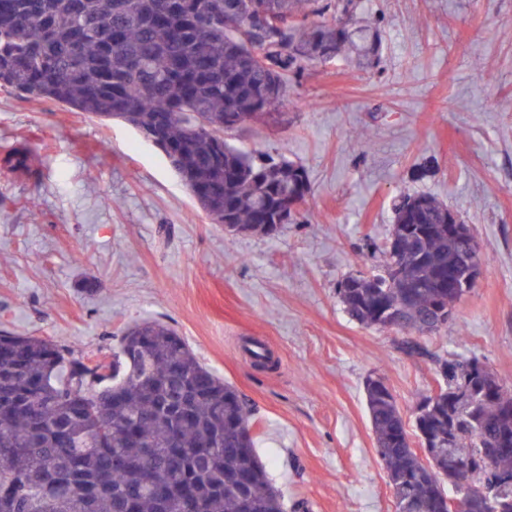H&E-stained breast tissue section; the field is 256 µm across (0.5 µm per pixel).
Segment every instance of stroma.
I'll use <instances>...</instances> for the list:
<instances>
[{"instance_id": "1", "label": "stroma", "mask_w": 512, "mask_h": 512, "mask_svg": "<svg viewBox=\"0 0 512 512\" xmlns=\"http://www.w3.org/2000/svg\"><path fill=\"white\" fill-rule=\"evenodd\" d=\"M357 18L381 34L372 67L311 64L269 121L227 134L306 171L308 217L273 238L211 223L132 127L0 91V332L90 361L137 322L169 324L253 404L256 451L287 512H395L370 375L408 422L437 388L432 355L477 358L512 384V0H361ZM20 146L35 176L7 166ZM405 193L446 203L481 250L457 325L424 336L364 327L338 297L347 275L381 263L370 247L386 245ZM252 340L275 370L253 366Z\"/></svg>"}]
</instances>
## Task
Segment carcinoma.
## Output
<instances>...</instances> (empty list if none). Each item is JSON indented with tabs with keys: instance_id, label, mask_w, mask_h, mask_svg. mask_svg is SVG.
Returning <instances> with one entry per match:
<instances>
[{
	"instance_id": "1",
	"label": "carcinoma",
	"mask_w": 512,
	"mask_h": 512,
	"mask_svg": "<svg viewBox=\"0 0 512 512\" xmlns=\"http://www.w3.org/2000/svg\"><path fill=\"white\" fill-rule=\"evenodd\" d=\"M0 0V89L118 119L159 148L205 214L237 233L275 237L282 212L310 188L304 168L254 157L224 132L263 116L307 65L344 56L366 67L380 48L343 18L359 0ZM269 11L279 25L249 22ZM12 168L31 172L22 147ZM448 207L426 195L395 206L385 274H349L338 295L362 326L423 332L454 309L460 271ZM439 393L416 407L414 432L384 379L365 383L376 452L395 512H448L460 481L512 484V390L494 371L433 358ZM428 443L425 458L412 439ZM244 396L203 366L167 324L129 329L109 360L67 344L0 334V512H286L258 456ZM153 488L145 489L146 477Z\"/></svg>"
}]
</instances>
